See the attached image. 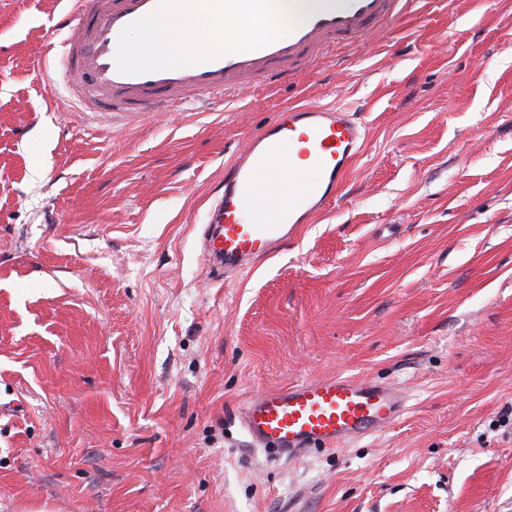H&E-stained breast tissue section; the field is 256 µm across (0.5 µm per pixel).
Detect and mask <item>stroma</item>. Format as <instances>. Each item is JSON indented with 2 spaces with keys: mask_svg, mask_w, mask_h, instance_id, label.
Returning a JSON list of instances; mask_svg holds the SVG:
<instances>
[{
  "mask_svg": "<svg viewBox=\"0 0 512 512\" xmlns=\"http://www.w3.org/2000/svg\"><path fill=\"white\" fill-rule=\"evenodd\" d=\"M60 0H0V512H512V0H420L276 91L82 112L43 71ZM367 129L336 202L224 276V167L282 107ZM406 410L253 447L252 395L330 376Z\"/></svg>",
  "mask_w": 512,
  "mask_h": 512,
  "instance_id": "obj_1",
  "label": "stroma"
}]
</instances>
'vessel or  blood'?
<instances>
[{
  "label": "vessel or blood",
  "mask_w": 512,
  "mask_h": 512,
  "mask_svg": "<svg viewBox=\"0 0 512 512\" xmlns=\"http://www.w3.org/2000/svg\"><path fill=\"white\" fill-rule=\"evenodd\" d=\"M160 0H69L56 23L65 34L54 55L70 97L86 112L137 114L180 110L192 102H230L282 83L336 46H358L378 26L398 22L410 0H317L287 36L263 48L186 67L120 73L114 56L121 30L154 12ZM355 111L295 104L242 146L212 200L201 253L213 275L265 259L322 211L342 187L366 143ZM293 145L303 167L285 165ZM278 193H270V186ZM406 409L395 385L331 376L277 387L249 398L241 423L252 445L295 458L384 431Z\"/></svg>",
  "instance_id": "obj_1"
}]
</instances>
